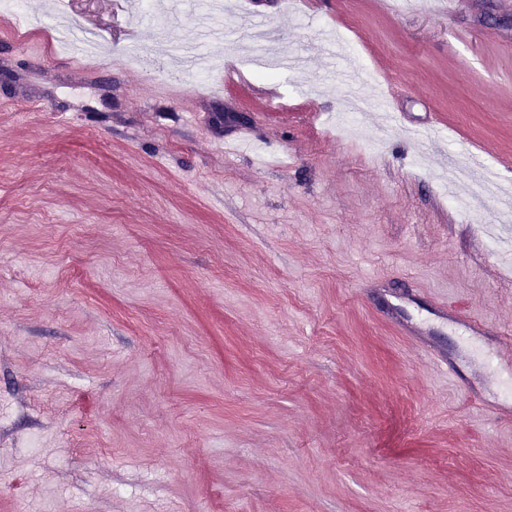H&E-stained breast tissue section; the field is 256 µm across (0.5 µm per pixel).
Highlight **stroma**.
Instances as JSON below:
<instances>
[{
  "instance_id": "35a3bbf8",
  "label": "stroma",
  "mask_w": 512,
  "mask_h": 512,
  "mask_svg": "<svg viewBox=\"0 0 512 512\" xmlns=\"http://www.w3.org/2000/svg\"><path fill=\"white\" fill-rule=\"evenodd\" d=\"M229 2L303 63L217 44L199 87L126 61L193 9L0 14V512H512V426L380 308L496 397L430 293L512 335V193L443 191L474 155L512 185V0ZM328 31L396 120L346 130ZM396 325L399 327V333L418 345L424 359L430 366L445 372L448 376H454L463 388L477 395L466 379L461 376L455 364L448 359V355L431 342L419 326L401 322H396Z\"/></svg>"
}]
</instances>
